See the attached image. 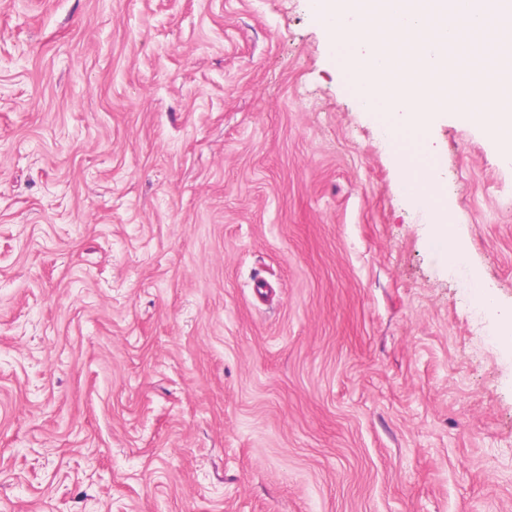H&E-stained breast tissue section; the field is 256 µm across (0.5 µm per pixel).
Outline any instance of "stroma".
<instances>
[{
	"label": "stroma",
	"mask_w": 512,
	"mask_h": 512,
	"mask_svg": "<svg viewBox=\"0 0 512 512\" xmlns=\"http://www.w3.org/2000/svg\"><path fill=\"white\" fill-rule=\"evenodd\" d=\"M428 136L315 0H0V512H512V165ZM438 225L441 226L440 235L437 239L441 249L448 253V264L450 266L457 265L464 261V254L458 248L454 240L453 224L448 223V213L444 209L436 212Z\"/></svg>",
	"instance_id": "35a3bbf8"
}]
</instances>
